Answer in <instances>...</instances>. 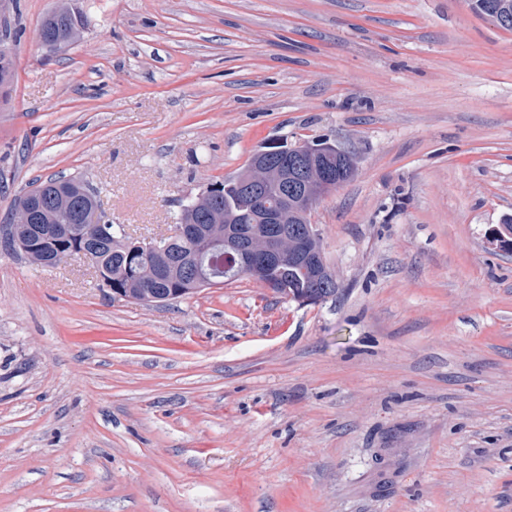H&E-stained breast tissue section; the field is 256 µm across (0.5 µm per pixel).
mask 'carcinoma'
Here are the masks:
<instances>
[{
    "label": "carcinoma",
    "instance_id": "obj_1",
    "mask_svg": "<svg viewBox=\"0 0 512 512\" xmlns=\"http://www.w3.org/2000/svg\"><path fill=\"white\" fill-rule=\"evenodd\" d=\"M480 14L497 20L506 14L512 17V0H481ZM72 15L62 12L50 14L41 25V34L49 40H63ZM239 176L225 179L214 186L210 206L205 209H183L175 214L177 224H215L222 232L217 237L230 234V239L240 241L250 235H265L272 225L262 223L256 205L247 200L238 185ZM34 188L43 189L42 209L39 219L31 225L7 226L9 240L25 239L34 233V228L50 224L57 232L41 240V252L47 256L68 260L90 254L97 266L100 286L112 293L137 303H163L196 294L201 288L212 286V282L224 283L247 278L249 274L228 264L221 250H216L204 261L211 271L195 267L179 269L174 273L171 263L195 248V238L187 233L183 237H168L157 240L165 251L167 261L158 265L150 276L146 273L141 250L145 243L134 241L121 232V225L112 223L105 213H100L94 224L85 222L82 215L98 205L97 195L76 177H51L35 182ZM67 196L68 210L58 212L59 195ZM299 198L290 195L282 204L283 215L288 225L296 227L301 239L297 255L284 256L272 263L267 280L274 284L272 291L291 300L309 298L317 304L336 295L337 288H325L321 270L305 267L302 259L315 250H322L321 239L314 237L318 230L312 224L303 223L295 209Z\"/></svg>",
    "mask_w": 512,
    "mask_h": 512
}]
</instances>
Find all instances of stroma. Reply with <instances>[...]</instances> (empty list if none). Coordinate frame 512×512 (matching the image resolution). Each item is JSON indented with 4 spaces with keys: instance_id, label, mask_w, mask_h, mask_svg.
I'll return each instance as SVG.
<instances>
[{
    "instance_id": "stroma-1",
    "label": "stroma",
    "mask_w": 512,
    "mask_h": 512,
    "mask_svg": "<svg viewBox=\"0 0 512 512\" xmlns=\"http://www.w3.org/2000/svg\"><path fill=\"white\" fill-rule=\"evenodd\" d=\"M0 90V512H512V31L468 0H18ZM355 174L313 209L335 296L166 303L8 244L80 176L131 238L264 142ZM60 9L65 13L70 11L69 7L65 5L61 6ZM65 13L53 12L43 21L40 32L45 39H65L63 44H75L81 40L83 32L81 24L76 23L69 28L70 24L75 20V17L74 15H67ZM67 30L68 33L66 36Z\"/></svg>"
}]
</instances>
